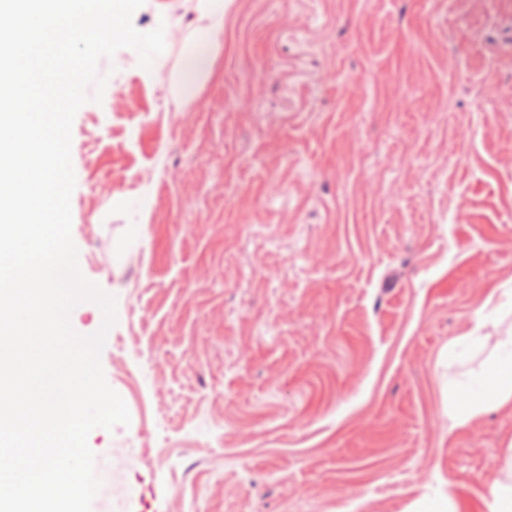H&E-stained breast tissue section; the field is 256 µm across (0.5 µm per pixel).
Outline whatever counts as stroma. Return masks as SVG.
Returning <instances> with one entry per match:
<instances>
[{
    "label": "stroma",
    "instance_id": "35a3bbf8",
    "mask_svg": "<svg viewBox=\"0 0 512 512\" xmlns=\"http://www.w3.org/2000/svg\"><path fill=\"white\" fill-rule=\"evenodd\" d=\"M195 3L145 0L163 52L72 126L130 413L91 512H486L512 407L449 415L512 330V0H227L187 83ZM185 72L188 78L195 79L207 77L213 70V57L209 52V47L201 45L186 59Z\"/></svg>",
    "mask_w": 512,
    "mask_h": 512
}]
</instances>
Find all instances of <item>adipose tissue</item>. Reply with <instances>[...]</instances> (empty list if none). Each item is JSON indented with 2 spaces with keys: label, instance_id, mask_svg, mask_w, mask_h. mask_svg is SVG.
I'll return each instance as SVG.
<instances>
[{
  "label": "adipose tissue",
  "instance_id": "adipose-tissue-1",
  "mask_svg": "<svg viewBox=\"0 0 512 512\" xmlns=\"http://www.w3.org/2000/svg\"><path fill=\"white\" fill-rule=\"evenodd\" d=\"M465 389L474 401L464 411L454 414L453 427H461L489 409H498L512 403V332L497 343L486 368L473 375Z\"/></svg>",
  "mask_w": 512,
  "mask_h": 512
}]
</instances>
